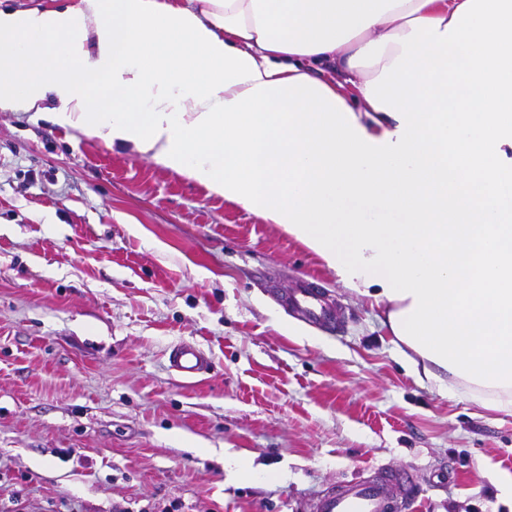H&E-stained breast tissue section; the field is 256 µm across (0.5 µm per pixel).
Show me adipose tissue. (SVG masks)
<instances>
[{
    "instance_id": "ef3b65f1",
    "label": "adipose tissue",
    "mask_w": 512,
    "mask_h": 512,
    "mask_svg": "<svg viewBox=\"0 0 512 512\" xmlns=\"http://www.w3.org/2000/svg\"><path fill=\"white\" fill-rule=\"evenodd\" d=\"M279 225L414 376L512 414V0L0 6V112Z\"/></svg>"
}]
</instances>
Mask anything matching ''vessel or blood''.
<instances>
[{
	"instance_id": "obj_1",
	"label": "vessel or blood",
	"mask_w": 512,
	"mask_h": 512,
	"mask_svg": "<svg viewBox=\"0 0 512 512\" xmlns=\"http://www.w3.org/2000/svg\"><path fill=\"white\" fill-rule=\"evenodd\" d=\"M282 302L305 322L331 325L339 318L333 301L320 290L303 284L283 296ZM169 366L182 379L192 380L209 367V359L197 345L179 343L171 347ZM410 495L409 488L395 474L377 479L351 481L323 493L315 512H399Z\"/></svg>"
}]
</instances>
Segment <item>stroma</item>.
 <instances>
[{
    "label": "stroma",
    "mask_w": 512,
    "mask_h": 512,
    "mask_svg": "<svg viewBox=\"0 0 512 512\" xmlns=\"http://www.w3.org/2000/svg\"><path fill=\"white\" fill-rule=\"evenodd\" d=\"M301 281L336 329L282 306ZM181 341L211 361L193 384L169 367ZM390 470L408 512H512V415L420 383L379 310L277 225L0 112V512H315Z\"/></svg>",
    "instance_id": "stroma-1"
}]
</instances>
